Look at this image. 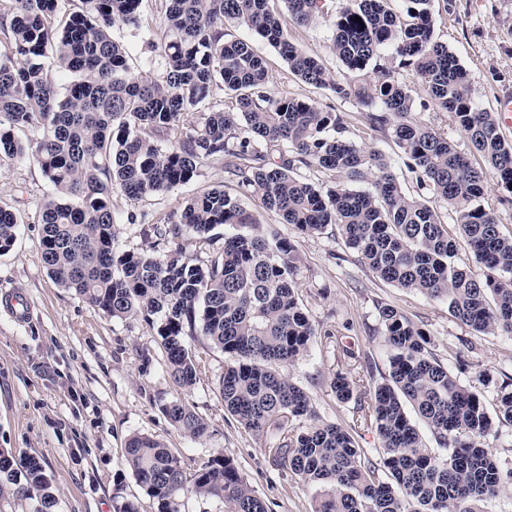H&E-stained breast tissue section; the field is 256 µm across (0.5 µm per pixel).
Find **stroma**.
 <instances>
[{"label":"stroma","mask_w":512,"mask_h":512,"mask_svg":"<svg viewBox=\"0 0 512 512\" xmlns=\"http://www.w3.org/2000/svg\"><path fill=\"white\" fill-rule=\"evenodd\" d=\"M163 0H142L140 26L112 29L128 52L136 76L160 75L150 65L158 40ZM288 40L317 58L332 72L341 63L332 47V28L318 21H292L282 0H272ZM437 38L468 70L475 98L493 108L499 95L512 93V0H433ZM227 38L244 39L267 64L269 89L275 97H294L336 113L347 140L385 153L406 193H416L401 154L389 132L372 127L368 111L329 90L293 75L278 51L246 27L225 29ZM405 82L416 104L412 117L448 137L462 151L470 144L449 113L427 107L425 87L413 76ZM214 188L239 196L258 223L277 225L281 236L298 248L301 302L315 323L310 350L285 374L311 398L323 421L352 422L353 404L336 401L330 382L336 371L367 375L380 381L388 373V354L378 308L392 305L425 330L439 359L466 386L489 385L481 392L494 401L504 376H512V335L484 336L457 321L448 304L380 280L349 249L337 227L307 236L279 223L260 198L240 191L224 156L209 158L188 183L132 200L112 196L119 217L116 247L160 255L170 248L151 229L158 219L178 214L186 202ZM50 185L30 159L0 162V205L21 218L12 248L0 254V450L40 459L58 498L57 512H115L121 499H135L141 512H156L152 499L136 483L125 463L129 437L140 433L164 443L186 471H194L216 452L234 459L268 512H311L313 489L268 453L272 434L245 431L224 408L218 382L224 353L205 338L189 341L204 367L188 391L172 383L166 354L155 326L139 316L113 319L49 276L41 259V205ZM182 400L208 423L206 435L194 439L164 415V403Z\"/></svg>","instance_id":"35a3bbf8"}]
</instances>
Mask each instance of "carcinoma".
I'll use <instances>...</instances> for the list:
<instances>
[{
	"label": "carcinoma",
	"mask_w": 512,
	"mask_h": 512,
	"mask_svg": "<svg viewBox=\"0 0 512 512\" xmlns=\"http://www.w3.org/2000/svg\"><path fill=\"white\" fill-rule=\"evenodd\" d=\"M154 79L131 76L125 48L112 39L116 23L137 25L141 0H0V161L33 158L51 184L42 205V260L50 276L113 319L156 320L172 382H197L200 360L186 345L201 335L228 358L219 392L244 430L262 435L277 421L288 429L270 448L278 466L321 488L311 512H485L504 471L483 439L512 426V377L500 384L494 412L482 393L460 383L431 348L427 333L396 307L378 309L390 349L388 375L364 390L361 378L336 372L330 388L340 403L356 402L346 428L319 419L310 397L282 368L306 354L317 332L299 297L297 247L273 233H226L205 262L181 240L210 249V232L248 226L239 200L212 189L185 205L180 219H161L154 235L171 243L161 256L118 252L112 194L132 200L190 181L210 157L228 158L238 186L264 207L313 236L330 225L382 281L444 300L448 311L484 335L512 334V234L483 204L490 182L512 194V144L496 113L473 97L467 69L435 35L432 0H346L331 20L333 49L345 73L372 72L355 84L336 78L290 43L269 0H164ZM301 25L325 17L322 0H282ZM361 22H355V17ZM242 24L278 49L292 73L337 97L382 115L421 193L403 191L380 152L340 137V119L315 103L276 98L264 60L224 27ZM391 49L425 84L430 102L451 115L480 155L475 165L448 138L411 119L405 82L380 63ZM73 75L58 85L45 60ZM224 87L232 111L197 106ZM291 153L276 161L266 148ZM333 171L322 189L298 169ZM442 202L468 245L478 271L457 263L456 239L433 206ZM20 218L0 207V253L10 250ZM193 438L208 423L188 404L162 407ZM429 428L430 448L416 420ZM375 429L378 459L355 438ZM126 462L156 512H184L192 494L218 500L224 512H267L233 458L219 452L194 472L163 443L134 434ZM36 494L35 512H56L57 498L41 461L25 456L0 467V493Z\"/></svg>",
	"instance_id": "obj_1"
}]
</instances>
